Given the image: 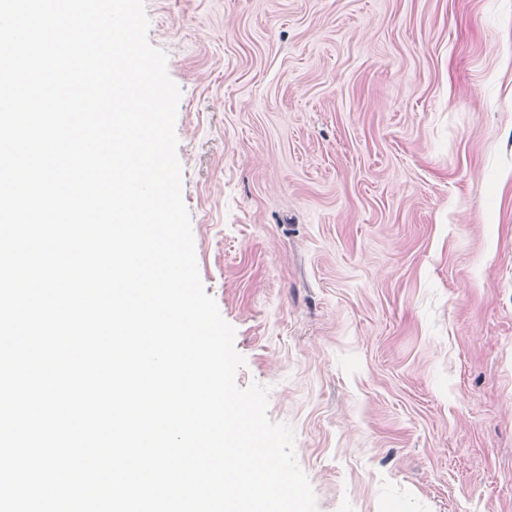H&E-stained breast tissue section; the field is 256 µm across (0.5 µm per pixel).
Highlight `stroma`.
I'll list each match as a JSON object with an SVG mask.
<instances>
[{
	"label": "stroma",
	"instance_id": "stroma-1",
	"mask_svg": "<svg viewBox=\"0 0 512 512\" xmlns=\"http://www.w3.org/2000/svg\"><path fill=\"white\" fill-rule=\"evenodd\" d=\"M240 387L318 512H512V0H144Z\"/></svg>",
	"mask_w": 512,
	"mask_h": 512
}]
</instances>
